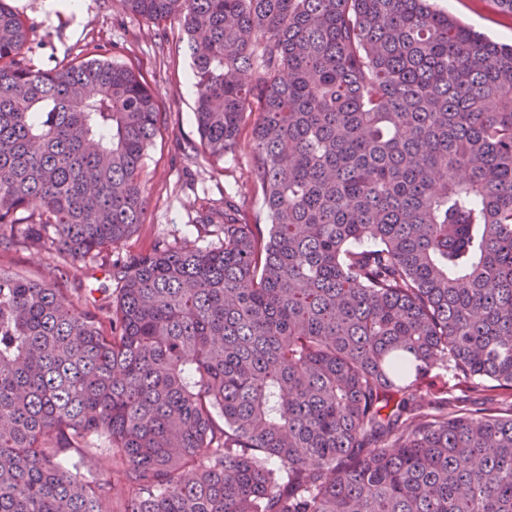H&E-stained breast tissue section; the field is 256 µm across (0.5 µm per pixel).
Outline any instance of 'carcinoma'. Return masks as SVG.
<instances>
[{
    "mask_svg": "<svg viewBox=\"0 0 512 512\" xmlns=\"http://www.w3.org/2000/svg\"><path fill=\"white\" fill-rule=\"evenodd\" d=\"M183 20L193 153L251 124L263 231L110 260L147 218L153 91L98 53L32 68L0 0V252L103 257L107 288L0 270V512H512V46L432 0H120ZM39 212L32 213V203ZM90 469L96 477L109 480L115 491L122 487L121 477L112 465V452L105 451L94 454L90 462Z\"/></svg>",
    "mask_w": 512,
    "mask_h": 512,
    "instance_id": "carcinoma-1",
    "label": "carcinoma"
}]
</instances>
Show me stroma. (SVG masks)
<instances>
[{"mask_svg":"<svg viewBox=\"0 0 512 512\" xmlns=\"http://www.w3.org/2000/svg\"><path fill=\"white\" fill-rule=\"evenodd\" d=\"M9 3L37 25L39 46L31 56L34 68L52 70L60 66L64 55L99 47L106 57L135 66L155 92L163 125L144 161L147 221L113 247L112 257L148 251L162 238L196 239L201 215L223 205L228 190L235 191L248 218L261 214V199L251 188L249 131H242L236 157L225 160L220 172L213 171L204 156L186 151L187 145L198 143L199 136L193 115L195 100L183 91L192 62L179 18L152 24L125 11L119 0H83L77 16L48 9L46 0ZM435 4L489 39L512 44V19L504 17L493 0H435ZM61 265L70 272L65 288L95 287V258L68 262L56 252L32 249L0 254V266L32 279L51 277Z\"/></svg>","mask_w":512,"mask_h":512,"instance_id":"1","label":"stroma"}]
</instances>
